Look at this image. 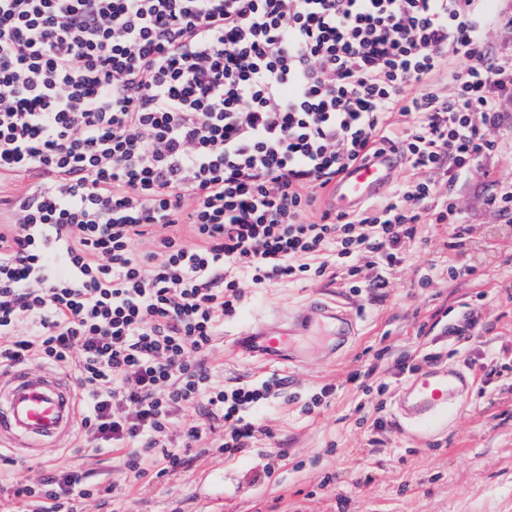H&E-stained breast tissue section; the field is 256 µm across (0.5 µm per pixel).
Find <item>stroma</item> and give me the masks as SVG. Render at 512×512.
<instances>
[{
  "instance_id": "35a3bbf8",
  "label": "stroma",
  "mask_w": 512,
  "mask_h": 512,
  "mask_svg": "<svg viewBox=\"0 0 512 512\" xmlns=\"http://www.w3.org/2000/svg\"><path fill=\"white\" fill-rule=\"evenodd\" d=\"M487 165L492 178L474 176L458 196L467 233L454 239L443 225H424L411 266L389 275L383 295L310 280L273 285L248 301L241 323L266 308L332 301L355 321L357 333L337 347L298 337L293 361L271 366L233 353L241 323L225 324L215 351L224 365L221 380L271 373L284 379L268 413L271 439L233 461L211 450L187 470L139 481L128 512H512V223L486 205L492 180L512 181V156ZM455 261L473 266V274L449 280L442 269ZM433 266L440 275L420 285V274ZM472 313L476 339H452L449 328ZM384 347L392 356L377 361ZM429 353L435 361H426ZM402 361L468 377L470 389L447 428L420 433L398 415L396 400L411 377L399 372ZM370 366L368 389L347 383L349 372ZM486 368L493 376L484 384ZM325 385L335 386V395L305 414V403ZM380 416L388 424L377 430ZM274 448L286 459L262 476ZM60 465L92 471L107 485L117 478L110 456L54 446L29 459L22 476L34 480Z\"/></svg>"
}]
</instances>
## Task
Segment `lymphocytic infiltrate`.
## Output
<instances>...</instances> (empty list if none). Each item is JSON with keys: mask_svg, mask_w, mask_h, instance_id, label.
<instances>
[{"mask_svg": "<svg viewBox=\"0 0 512 512\" xmlns=\"http://www.w3.org/2000/svg\"><path fill=\"white\" fill-rule=\"evenodd\" d=\"M512 0H0V371L73 378L85 456L131 483L270 438L282 380L224 384L243 285L376 292L457 203L512 102ZM402 177L339 214L327 188L385 150ZM65 466L31 512L97 497Z\"/></svg>", "mask_w": 512, "mask_h": 512, "instance_id": "obj_1", "label": "lymphocytic infiltrate"}]
</instances>
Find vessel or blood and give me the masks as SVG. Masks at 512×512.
I'll list each match as a JSON object with an SVG mask.
<instances>
[{
	"label": "vessel or blood",
	"mask_w": 512,
	"mask_h": 512,
	"mask_svg": "<svg viewBox=\"0 0 512 512\" xmlns=\"http://www.w3.org/2000/svg\"><path fill=\"white\" fill-rule=\"evenodd\" d=\"M396 175L392 155L386 154L367 165H356L331 187L330 207L350 212L377 196ZM333 326L337 335L351 336L355 322L328 305L306 306L290 313H266L262 324H248L235 351L259 354L273 361H286L296 331ZM6 382V402L0 406V439L9 438L13 447L37 454L45 445L60 443L73 427L71 379L49 372L35 375L23 370L0 373ZM462 376L440 373L415 374L397 401L399 415L411 426L424 430L447 420L458 394L466 387Z\"/></svg>",
	"instance_id": "1"
}]
</instances>
